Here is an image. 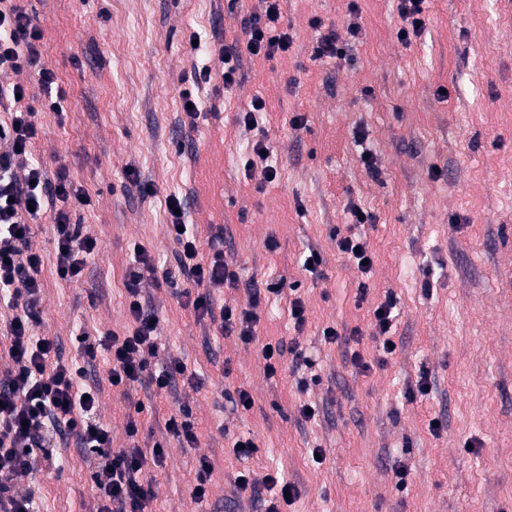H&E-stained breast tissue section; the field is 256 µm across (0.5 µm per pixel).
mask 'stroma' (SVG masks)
<instances>
[{
  "instance_id": "35a3bbf8",
  "label": "stroma",
  "mask_w": 512,
  "mask_h": 512,
  "mask_svg": "<svg viewBox=\"0 0 512 512\" xmlns=\"http://www.w3.org/2000/svg\"><path fill=\"white\" fill-rule=\"evenodd\" d=\"M352 0H282L278 26L292 37L273 59H244L231 87L199 84L196 67L220 72L213 47L244 44L243 21L256 0H24L44 33V61L65 93L62 109L37 114L31 152L69 175L90 196L74 215L99 241L84 276L56 272V230L50 215L32 227L42 259L41 323L35 332L59 340L65 360L84 365L79 334L97 340L128 326L125 274L134 244L157 269L175 266L168 196L187 203L203 254L216 228L236 272L234 287L211 289L215 306L245 308L249 290L287 279L289 289L261 301L257 343L196 318L186 308V281L146 275L145 294L159 319L156 363L183 359L199 389L170 391L107 381L108 355L93 360L101 393L97 417L113 448L151 449L167 457L150 512H264L240 501L233 480L278 472L299 496L284 512H512V0H425L420 38L397 40V0H354L361 31L348 38L345 61L316 57L320 35H346ZM199 106L183 122V95ZM266 110L257 128L239 121L252 98ZM306 126L294 128V114ZM363 130L378 155L371 176L353 141ZM264 140L279 170L263 186L248 174L249 145ZM152 184L141 195L138 183ZM356 203L373 223L356 224ZM361 235L374 254L369 279L340 255L332 232ZM276 250H269L268 241ZM324 256L320 276L301 267L309 249ZM366 292H359V284ZM301 296L303 328L289 303ZM393 296L396 349L382 355L372 336L373 308ZM358 341L326 344L322 330ZM299 342L313 369L285 356L267 376L259 345ZM375 364L366 376L347 350ZM230 375H223V366ZM319 383L299 390L300 378ZM427 396L406 391L420 374ZM247 390L251 408L238 402ZM189 404L198 445L165 435L176 401ZM317 409L302 421L301 403ZM140 425L128 438L129 417ZM442 427L431 432L429 419ZM253 438L258 450L240 457L232 443ZM322 461H314L313 448ZM27 477L35 512H94L92 461L76 445L52 451ZM214 467L203 502L190 496L200 457ZM409 469L396 489L393 468Z\"/></svg>"
}]
</instances>
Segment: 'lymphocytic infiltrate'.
Here are the masks:
<instances>
[{"label":"lymphocytic infiltrate","instance_id":"obj_1","mask_svg":"<svg viewBox=\"0 0 512 512\" xmlns=\"http://www.w3.org/2000/svg\"><path fill=\"white\" fill-rule=\"evenodd\" d=\"M259 2L246 23L245 53L232 46L218 49L225 85L234 84L242 55L270 59L291 46V36L276 30L279 0ZM41 40L42 32L26 9L13 0H0V74L33 72L50 110L57 112L63 94L54 70L41 58ZM26 92L19 83L0 84V108L9 107L12 113L9 124H0V304L13 312L7 330L10 364L0 374V512H34L33 494L19 480L34 471L37 459L51 461L46 447L58 436L75 439L93 454L96 512H147L155 496L148 472L162 468L164 446L158 442L147 451L136 445L113 449L111 431L94 417L100 386L85 384L84 368L63 360L56 339L33 333L40 321L43 288L42 257L29 247L33 223L52 213L57 226L56 271L66 281L82 278L98 240L85 225L71 221L78 209L90 206L86 191L70 179L66 168L47 177L30 153L38 128L36 109L27 102ZM173 204L177 212L170 217L169 231L179 251L176 268L164 269V281L178 276L202 286V293L190 301L196 317L219 318L222 332L237 334L247 344L255 342L254 307L263 292L280 293V286L252 288L249 309L215 307L209 287L236 284L237 276L222 250L202 254L197 235L180 213L183 199L174 198ZM153 268L146 248L137 247L126 272L131 327L121 335L106 333L99 341L109 355L108 382L114 387L139 384L168 391L180 381L198 388L195 375L179 358L169 359L158 371L151 365L157 354L158 319L142 300L141 284ZM236 488L239 495L254 500L270 492L266 512H280V504H291L299 495L298 487L278 473L266 475L260 483L238 475Z\"/></svg>","mask_w":512,"mask_h":512}]
</instances>
